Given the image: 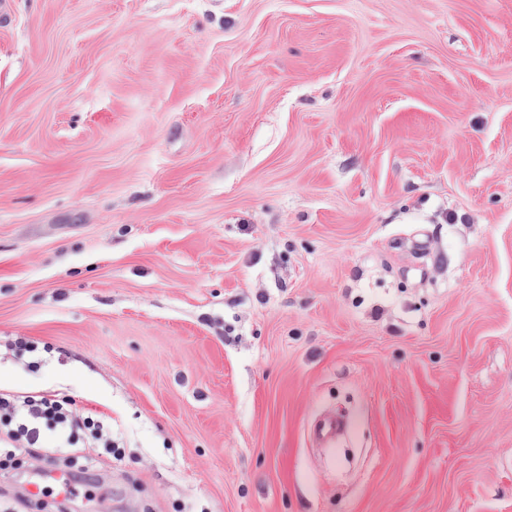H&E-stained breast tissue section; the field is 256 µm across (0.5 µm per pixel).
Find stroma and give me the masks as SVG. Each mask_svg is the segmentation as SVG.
<instances>
[{
  "instance_id": "stroma-1",
  "label": "stroma",
  "mask_w": 512,
  "mask_h": 512,
  "mask_svg": "<svg viewBox=\"0 0 512 512\" xmlns=\"http://www.w3.org/2000/svg\"><path fill=\"white\" fill-rule=\"evenodd\" d=\"M0 389L111 415L16 512H512V0H11ZM53 353L37 367L17 338ZM346 414L336 455L307 434Z\"/></svg>"
}]
</instances>
